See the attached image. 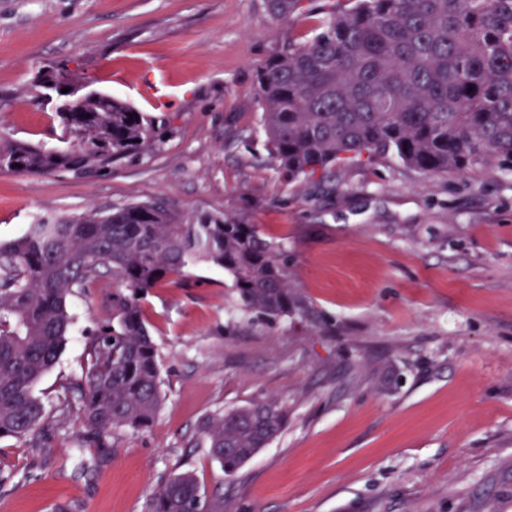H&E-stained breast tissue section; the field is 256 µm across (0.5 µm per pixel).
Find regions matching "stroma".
Listing matches in <instances>:
<instances>
[{"mask_svg": "<svg viewBox=\"0 0 512 512\" xmlns=\"http://www.w3.org/2000/svg\"><path fill=\"white\" fill-rule=\"evenodd\" d=\"M317 19L262 0H0V135L58 143L36 79L67 65L87 90L152 116L156 147L107 176L0 171V242L47 216L162 202L259 225L320 314L244 313L232 278L188 268L143 302L162 406L148 429L83 448L75 420L42 447L0 439V512H142L188 470L224 512H512V169L425 174L389 157L288 180L260 127L256 68ZM104 277L35 386L56 406L112 317ZM272 397L288 424L225 476L199 425ZM314 0H264L265 11L277 21L310 18ZM306 2V4H305Z\"/></svg>", "mask_w": 512, "mask_h": 512, "instance_id": "1", "label": "stroma"}]
</instances>
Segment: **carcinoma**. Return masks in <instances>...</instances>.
<instances>
[{
	"mask_svg": "<svg viewBox=\"0 0 512 512\" xmlns=\"http://www.w3.org/2000/svg\"><path fill=\"white\" fill-rule=\"evenodd\" d=\"M313 0H264L277 21L308 18ZM320 32L290 37L256 69L261 128L271 159L290 180L387 155L423 173L512 167V0H327ZM67 148L0 138L9 171L95 179L112 162L155 148L154 119L101 93L56 110ZM208 264L233 279L242 308L269 321L318 316L288 276V249L259 225L204 214L187 218L158 202L107 213L41 219L0 244V438L38 446L50 410L34 392L61 352L67 307L106 273L112 319L87 343L78 399L59 402L86 444L117 430L140 431L157 415L159 362L145 296L173 273ZM288 423L266 398L213 414L200 429L209 454L234 475ZM143 512H224L190 471L172 475Z\"/></svg>",
	"mask_w": 512,
	"mask_h": 512,
	"instance_id": "carcinoma-1",
	"label": "carcinoma"
}]
</instances>
